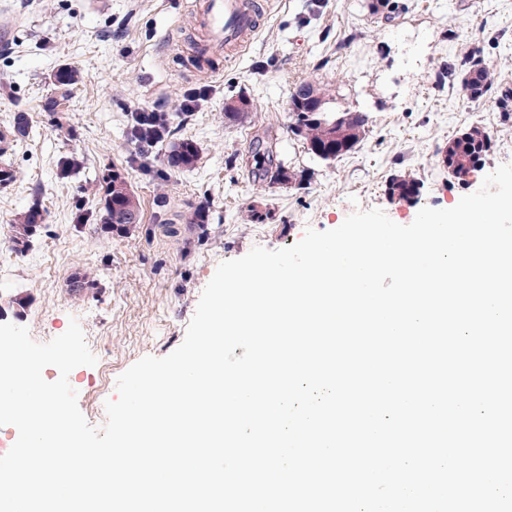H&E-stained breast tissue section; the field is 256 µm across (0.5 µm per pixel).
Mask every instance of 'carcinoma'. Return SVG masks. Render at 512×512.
<instances>
[{"label":"carcinoma","instance_id":"carcinoma-1","mask_svg":"<svg viewBox=\"0 0 512 512\" xmlns=\"http://www.w3.org/2000/svg\"><path fill=\"white\" fill-rule=\"evenodd\" d=\"M370 15L384 23L394 20L393 0H368ZM448 76H457L468 97L480 100L493 88L494 76L484 59L474 53L468 56L461 69L448 65ZM79 72L66 65L53 73L52 84L66 96L64 90L76 84ZM292 108L290 131L303 141L307 153L322 161H332L356 150L369 132L367 113L330 107V95L327 85L317 79H304L295 84L289 94ZM60 100L49 98L46 108L52 117V127L57 134L73 136V131L62 121L56 112ZM31 130L29 115L18 111L8 135L14 143L26 138ZM171 133L169 115L165 112H134L131 114L127 135L138 152L145 155L155 145L167 140ZM494 147L491 134L483 127L471 126L459 135L448 140L440 151L441 163L448 168L454 178L464 181L483 169L486 156ZM198 157L194 141L180 139L173 145L166 157L167 166L176 169L192 168ZM111 168L104 169L93 180L94 195L98 196V210L87 212L82 206H75L73 223L97 224L104 234H121L127 228L141 222L140 202L124 173L117 177L108 176ZM255 176L263 186L288 185L301 189L310 182L312 172L306 168L289 167L283 164H271L265 168L258 166ZM386 193L392 200L414 202L420 194V184L411 176H396L386 186ZM45 226L44 210L39 198H34L28 209L13 219L10 224L11 240L15 250L24 253L28 250Z\"/></svg>","mask_w":512,"mask_h":512}]
</instances>
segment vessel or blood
Wrapping results in <instances>:
<instances>
[{"label": "vessel or blood", "instance_id": "obj_1", "mask_svg": "<svg viewBox=\"0 0 512 512\" xmlns=\"http://www.w3.org/2000/svg\"><path fill=\"white\" fill-rule=\"evenodd\" d=\"M262 17L253 0H205L199 16L212 50L232 53L245 46L259 30Z\"/></svg>", "mask_w": 512, "mask_h": 512}]
</instances>
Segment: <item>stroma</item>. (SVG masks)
<instances>
[{"instance_id": "stroma-1", "label": "stroma", "mask_w": 512, "mask_h": 512, "mask_svg": "<svg viewBox=\"0 0 512 512\" xmlns=\"http://www.w3.org/2000/svg\"><path fill=\"white\" fill-rule=\"evenodd\" d=\"M264 2L266 19L251 44L231 58L216 53L203 73L190 60L201 0H0V17L15 25L10 47L0 49V130L18 111L31 125L0 156L15 174L10 187H0V225L37 197L47 224L22 254L0 236L8 258L0 268V324L27 327L46 343L77 319L97 358L69 375L83 415L96 400L115 398L118 376L136 361L167 356L183 342L220 262L256 246H291L307 228H336L358 208L410 224L422 208L454 207L486 173L512 163V119L496 97L488 96L484 111H470L460 81L448 78L449 62L478 50L497 89L512 88V0H398L388 24L371 19L366 0ZM62 65L81 74L63 105L75 130L69 140L56 135L45 109ZM309 77L328 85L334 108L369 115L360 148L333 162L313 158L288 132L289 92ZM202 83L206 101L183 118V95ZM240 94L253 108L233 121L224 103ZM140 109L168 112L177 137L198 147L195 168H167L166 144L139 156L126 121ZM473 125L496 143L482 171L462 182L438 151ZM258 139L278 161L312 171L306 188L253 183L249 144ZM71 154L82 168L59 177V160ZM111 165L126 172L142 222L107 237L96 225L72 223L71 211L79 198L95 208L91 182ZM397 175L418 179L417 202L388 198L386 185ZM198 208L210 221L194 228ZM79 272L94 285L76 294L69 282Z\"/></svg>"}]
</instances>
